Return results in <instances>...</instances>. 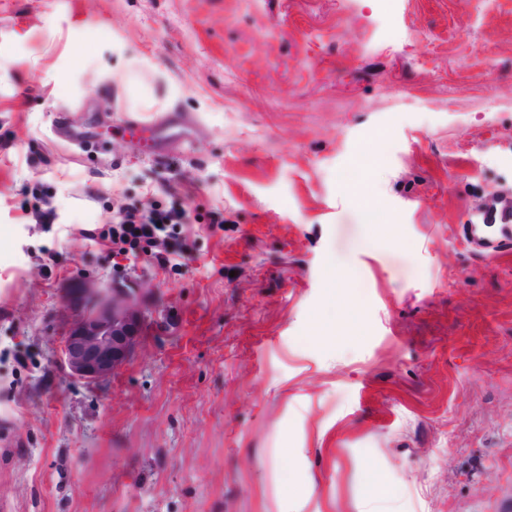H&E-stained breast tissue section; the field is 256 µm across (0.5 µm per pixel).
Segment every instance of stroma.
Wrapping results in <instances>:
<instances>
[{
    "label": "stroma",
    "mask_w": 512,
    "mask_h": 512,
    "mask_svg": "<svg viewBox=\"0 0 512 512\" xmlns=\"http://www.w3.org/2000/svg\"><path fill=\"white\" fill-rule=\"evenodd\" d=\"M511 216L512 0H0V512H512ZM81 275L148 313L96 385ZM184 218L183 210L125 212L118 224L103 229L98 235L110 239L112 245L120 250H126V246L132 251L162 246L167 251V242L175 237L174 227L181 224ZM158 223H161V226H158ZM136 230H139V233H136ZM458 226L460 227L462 233V239L470 248L489 244L493 247L500 248L501 245L510 242L508 239L493 240L487 238L486 228L488 226L485 224L469 223L459 224Z\"/></svg>",
    "instance_id": "obj_1"
}]
</instances>
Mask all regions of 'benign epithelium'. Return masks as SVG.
Returning <instances> with one entry per match:
<instances>
[{
    "label": "benign epithelium",
    "instance_id": "obj_1",
    "mask_svg": "<svg viewBox=\"0 0 512 512\" xmlns=\"http://www.w3.org/2000/svg\"><path fill=\"white\" fill-rule=\"evenodd\" d=\"M63 311L59 361L68 378L99 383L136 354L146 312L133 290L78 277L64 296Z\"/></svg>",
    "mask_w": 512,
    "mask_h": 512
}]
</instances>
